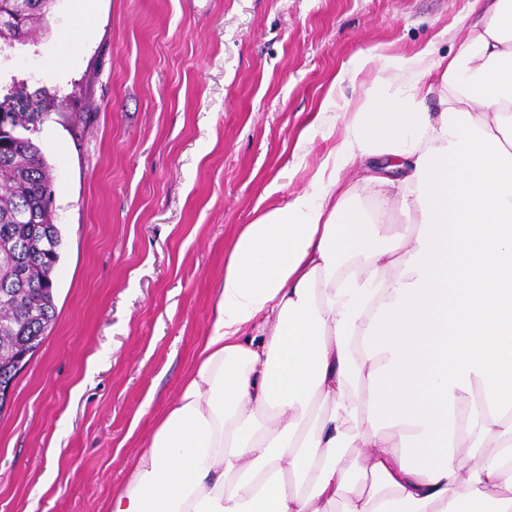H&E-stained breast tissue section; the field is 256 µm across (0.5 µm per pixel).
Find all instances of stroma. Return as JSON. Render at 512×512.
<instances>
[{
  "instance_id": "obj_1",
  "label": "stroma",
  "mask_w": 512,
  "mask_h": 512,
  "mask_svg": "<svg viewBox=\"0 0 512 512\" xmlns=\"http://www.w3.org/2000/svg\"><path fill=\"white\" fill-rule=\"evenodd\" d=\"M474 0H57L0 61L54 176L56 323L0 411V512H106L210 328L242 225L308 191L378 80Z\"/></svg>"
}]
</instances>
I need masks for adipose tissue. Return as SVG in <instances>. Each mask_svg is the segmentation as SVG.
<instances>
[{
  "label": "adipose tissue",
  "mask_w": 512,
  "mask_h": 512,
  "mask_svg": "<svg viewBox=\"0 0 512 512\" xmlns=\"http://www.w3.org/2000/svg\"><path fill=\"white\" fill-rule=\"evenodd\" d=\"M383 67L313 192L225 252L197 367L107 512H512V0L453 56Z\"/></svg>",
  "instance_id": "ef3b65f1"
}]
</instances>
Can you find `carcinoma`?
<instances>
[{
	"mask_svg": "<svg viewBox=\"0 0 512 512\" xmlns=\"http://www.w3.org/2000/svg\"><path fill=\"white\" fill-rule=\"evenodd\" d=\"M57 0H0V52L48 28ZM54 179L41 149L16 136L0 144V382L17 375L13 358L35 350L54 325L53 272L60 230L54 224Z\"/></svg>",
	"mask_w": 512,
	"mask_h": 512,
	"instance_id": "cac0c4a2",
	"label": "carcinoma"
}]
</instances>
